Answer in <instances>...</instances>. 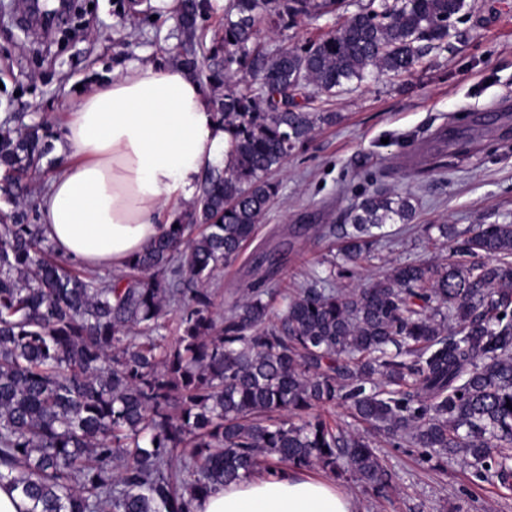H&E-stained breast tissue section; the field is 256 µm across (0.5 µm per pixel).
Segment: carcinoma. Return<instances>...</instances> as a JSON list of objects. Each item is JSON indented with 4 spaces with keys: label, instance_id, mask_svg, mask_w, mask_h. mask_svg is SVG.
Instances as JSON below:
<instances>
[{
    "label": "carcinoma",
    "instance_id": "cac0c4a2",
    "mask_svg": "<svg viewBox=\"0 0 512 512\" xmlns=\"http://www.w3.org/2000/svg\"><path fill=\"white\" fill-rule=\"evenodd\" d=\"M465 0H228L202 56L210 0H179L177 62L214 87L230 134L178 227L103 278L62 258L38 224L39 123L0 122V485L28 512H191L218 486L280 465L391 476L369 438L314 413L342 403L367 430L426 455L462 458L512 484V223L459 248L482 262L399 263L367 288L335 270L281 297L254 282L215 311L212 275L235 262L278 194L272 174L334 112L311 111L367 79L410 72L448 39ZM336 15L325 37L278 51L258 34ZM472 147L429 155L452 168ZM413 195L374 192L340 225V275L371 257ZM175 313L169 343L162 320Z\"/></svg>",
    "mask_w": 512,
    "mask_h": 512
}]
</instances>
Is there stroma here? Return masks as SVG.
Masks as SVG:
<instances>
[{
  "mask_svg": "<svg viewBox=\"0 0 512 512\" xmlns=\"http://www.w3.org/2000/svg\"><path fill=\"white\" fill-rule=\"evenodd\" d=\"M467 2L452 20L447 45L412 74L315 97L312 110L336 113V122L317 129L275 174L279 192L254 240L234 264L215 271L219 314L255 281L259 257L274 260L273 282L282 291L327 269L338 254L336 226L377 191H412L416 217L391 225L389 243L355 276L337 279L338 287H364L404 261L447 266L450 250L430 240V225H453L464 238L486 224L512 223V0ZM126 3L81 0L75 31L64 38L24 31L18 0H0V119L27 113L56 144L78 86L111 78L130 62L173 58L182 46L175 13L134 19ZM335 24L328 14L259 38L277 51ZM446 128L471 141L473 156L447 170L423 171L435 133ZM376 443L392 476L385 489H365L317 467L306 474L353 493L357 512H512V490L479 481L463 461L427 460L422 449L382 437Z\"/></svg>",
  "mask_w": 512,
  "mask_h": 512,
  "instance_id": "stroma-1",
  "label": "stroma"
}]
</instances>
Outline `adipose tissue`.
I'll return each instance as SVG.
<instances>
[{
	"label": "adipose tissue",
	"instance_id": "obj_1",
	"mask_svg": "<svg viewBox=\"0 0 512 512\" xmlns=\"http://www.w3.org/2000/svg\"><path fill=\"white\" fill-rule=\"evenodd\" d=\"M229 135L198 78L175 63L132 62L70 105L61 163L38 198L47 238L66 258L119 269L176 223ZM193 512H357L335 485L282 468L213 490Z\"/></svg>",
	"mask_w": 512,
	"mask_h": 512
}]
</instances>
